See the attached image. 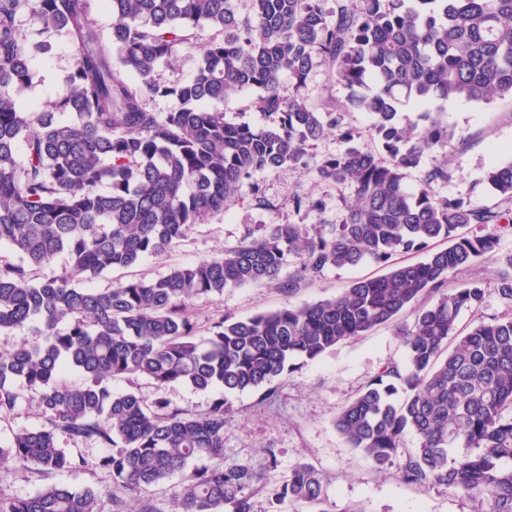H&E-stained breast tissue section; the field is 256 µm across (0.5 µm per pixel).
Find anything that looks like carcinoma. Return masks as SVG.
<instances>
[{"label": "carcinoma", "instance_id": "carcinoma-1", "mask_svg": "<svg viewBox=\"0 0 512 512\" xmlns=\"http://www.w3.org/2000/svg\"><path fill=\"white\" fill-rule=\"evenodd\" d=\"M106 2L107 37L90 0H0V245L19 255L0 264V331L26 327L38 337L0 353V417L16 413L26 389L45 420L0 445V467L78 470L84 459L60 448L65 435L112 449L97 466L121 487L182 475L175 512H256L276 454L268 448L262 463L224 466L229 397L262 389L269 399L294 361L394 325L416 306L414 324L397 329L405 366L369 381L337 412L336 429L375 466H396L405 484L445 486L481 498L489 512H512V317L464 333L458 319L484 291L475 282L448 287L450 276L493 256L503 215L434 198L427 184L448 180L446 162L425 171L418 188L406 185L408 172L453 138L433 117L436 103L512 98V0H334L332 10L328 0H250L247 18L235 0ZM21 13L74 47L49 109L37 113L10 94L31 79V57L50 48L20 38ZM205 26L223 37L202 46L196 74L159 84L155 66L178 46H196ZM317 59L348 89L342 111L369 115L379 149L341 129L340 113L305 104L299 91ZM285 74L297 91L288 98L279 91ZM244 90L278 121L257 128L207 108ZM157 95L176 106L147 110L145 99ZM408 108L416 121L402 118ZM335 132L342 149L313 159L315 143ZM283 168L352 188L332 236L272 224L158 279L81 286L171 247L244 191L262 198L255 175ZM486 181L512 200V162L492 166ZM421 250V261L394 260ZM60 256L62 270L46 272ZM292 260L303 280L366 261L385 273L314 303L226 315L195 341L194 300L275 282ZM69 369L83 382H66ZM128 376L158 390L180 383L224 395L195 414L113 392L112 381ZM409 433L418 440L412 451ZM285 498L327 512L321 474L307 462L283 476L273 499ZM98 501L90 487L49 484L0 500V512H99Z\"/></svg>", "mask_w": 512, "mask_h": 512}]
</instances>
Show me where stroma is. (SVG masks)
<instances>
[{
    "mask_svg": "<svg viewBox=\"0 0 512 512\" xmlns=\"http://www.w3.org/2000/svg\"><path fill=\"white\" fill-rule=\"evenodd\" d=\"M16 25L22 38L50 44L48 53L32 59L31 80L11 90L21 107L40 112L70 69L73 47L66 36L45 31L29 14L19 15ZM301 94L312 108L327 112L336 110L348 91L337 81L333 68L319 60L314 63ZM441 110L443 121L455 132L452 144L446 153L428 155L422 170L411 172L409 183L417 184L423 169L447 161L448 179L431 184L433 197L461 198L472 207L492 209L512 218V201L492 191L484 181L490 166L512 161V100L496 99L487 104L455 101L445 103ZM257 179L263 184L264 200L242 195L224 213L208 216L194 225L180 243L144 257L136 266L95 278L91 287L103 289L116 279L162 276L171 267L190 265L239 245L248 233L263 224H302L310 233L327 236L334 232L346 203L353 200L350 187L316 186L286 168L258 174ZM296 195L320 200V209L294 207L292 198ZM378 270V265L372 263L355 268L330 267L313 282H300L291 295L276 283L225 289L223 295L195 302L197 337L205 339L211 322L221 316L246 318L288 304L312 303L339 294L358 277ZM509 271L512 230L500 232L495 258L481 260L450 277L449 287L476 281L484 290L482 303L460 316V327L467 328L494 316L512 315V304L505 303L496 291L499 279ZM405 359V347L394 326H383L336 345L318 360L296 361L293 372L276 381V393L271 400H262L257 391L233 396L232 408L224 421L225 465L259 460L269 448L277 454L276 465L266 470L255 495L257 512H267L274 488L299 462L310 463L321 473L326 512H343L353 503L361 504L366 512H484L481 502L457 496L444 487L404 484L395 468H377L360 452L349 448L337 432L333 420L341 406L384 366L401 365ZM112 388L117 393L136 391L151 401L162 398L199 413L206 411L216 397L215 392L198 391L183 384L171 385L159 393L146 380L136 378L114 380ZM59 445L67 453L84 457L85 467L49 476L33 468H0V499L29 495L48 484H64L97 490L100 512H133L143 502L152 503L157 512H172L181 476L130 490L114 485L111 475L97 467L102 448L65 436L60 437Z\"/></svg>",
    "mask_w": 512,
    "mask_h": 512,
    "instance_id": "35a3bbf8",
    "label": "stroma"
}]
</instances>
